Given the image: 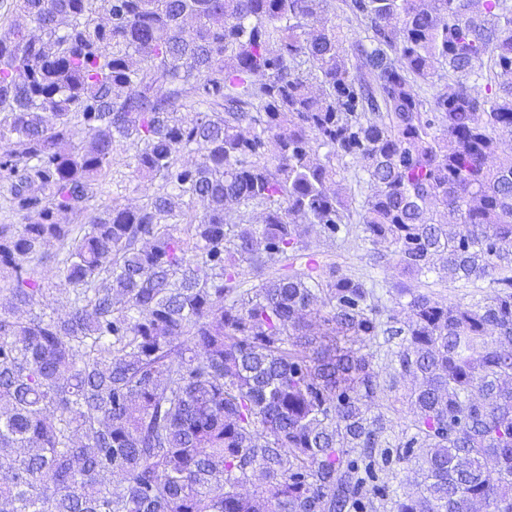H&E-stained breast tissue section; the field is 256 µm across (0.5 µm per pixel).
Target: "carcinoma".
Segmentation results:
<instances>
[{"instance_id":"cac0c4a2","label":"carcinoma","mask_w":512,"mask_h":512,"mask_svg":"<svg viewBox=\"0 0 512 512\" xmlns=\"http://www.w3.org/2000/svg\"><path fill=\"white\" fill-rule=\"evenodd\" d=\"M347 7L349 51L332 0H11L0 512H512V4ZM118 142L153 194L92 212ZM348 157L371 265L495 294L401 287V319L361 277L295 268L302 225L349 232L328 187ZM47 260L63 317L38 309ZM406 378L414 493L365 500L391 448L376 400ZM333 11L330 16L336 25V31L344 41V46L349 49L359 37H364L365 23L362 19L356 18L344 5L342 0H333ZM422 281H427L431 284V291L437 300L447 299L448 301H462L464 303L472 302L474 300L490 297L496 291V288H491L492 284L489 280L478 282L480 288H463L459 283H451L448 280L441 281L437 274L431 273L428 278H422Z\"/></svg>"}]
</instances>
